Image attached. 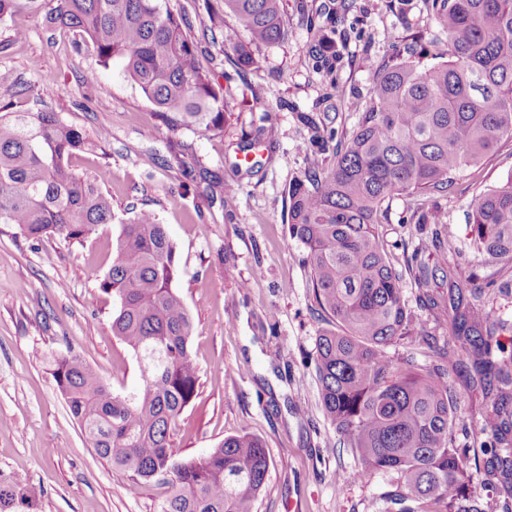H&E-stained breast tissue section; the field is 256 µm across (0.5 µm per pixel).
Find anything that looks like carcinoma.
Instances as JSON below:
<instances>
[{"label": "carcinoma", "mask_w": 512, "mask_h": 512, "mask_svg": "<svg viewBox=\"0 0 512 512\" xmlns=\"http://www.w3.org/2000/svg\"><path fill=\"white\" fill-rule=\"evenodd\" d=\"M51 23L86 35L103 64L118 63L171 130L196 136L224 132L222 89L198 67L201 43L168 0H0V22L21 2ZM448 60L421 68L407 46L377 66L358 130L341 148L331 128L312 140L316 161L288 187L289 235L306 249L310 288L331 328L316 338L315 371L322 408L358 466L342 480L375 473L397 475L391 494L397 512H481L468 497L465 454L454 445L457 416L449 366L417 371L389 355L412 334L413 318L377 231L382 204L394 194L444 189L504 138L512 139V0H433ZM247 42L233 45L239 69L252 48L288 35L284 0H224ZM308 57L333 69L336 47L324 37ZM93 146L83 130L55 112L0 114V224L33 239L82 241L112 223V203L101 191L104 173L78 175L69 158ZM333 156L329 166L317 161ZM481 253L512 257V180L484 194L471 220ZM443 260L429 264L415 251L408 265L418 281L430 272L448 279L453 344L471 358L473 387L481 392L494 438L490 473L512 500V349L501 336L512 322L487 310L485 289L462 288L448 262V226L432 232ZM175 245L165 225L146 211L127 223L113 244L112 266L100 282L116 297L112 333L141 372L127 395L104 384L79 355L56 362L53 378L84 444L120 471L126 489L166 488L160 512H253L270 459L253 436L224 438L208 453L178 458L171 433L196 395L190 351L192 319L173 287ZM36 492L21 474L0 472V512H33Z\"/></svg>", "instance_id": "obj_1"}]
</instances>
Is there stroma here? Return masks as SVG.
Instances as JSON below:
<instances>
[{
    "instance_id": "1",
    "label": "stroma",
    "mask_w": 512,
    "mask_h": 512,
    "mask_svg": "<svg viewBox=\"0 0 512 512\" xmlns=\"http://www.w3.org/2000/svg\"><path fill=\"white\" fill-rule=\"evenodd\" d=\"M325 0H285L288 38L253 51L245 70L218 35H245L224 0H169L202 42L199 65L224 94L231 117L223 134L199 137L171 131L118 65H103L88 38L55 27L44 12L19 9L0 24V110L58 113L97 136L104 148L73 156L79 174L110 171L102 191L112 223L83 242L54 236L29 239L0 224V471L26 475L37 512H159L162 487L130 494L121 473L86 448L51 374L54 358L76 353L113 391L140 382L132 353L112 334L116 302L100 287L112 264V241L135 212H153L176 245L175 280L193 321L191 353L197 394L173 436L177 457L208 452L224 437L260 438L271 459L254 512H395L396 478L378 474L347 483L340 476L357 458L339 443L324 415L315 375V342L328 323L315 308L304 246L288 234V187L313 157L314 115L341 140L356 131L370 97L375 62L417 43L422 62H439L442 35L429 0H332L335 20L318 17ZM333 34L341 58L333 72L316 70L307 55L315 32ZM512 179V139L502 140L444 191L388 198L377 226L395 268L415 332L389 347L423 371L440 361L451 335L448 285L441 276L418 282L407 273L414 251L434 256L415 211L447 225L448 255L460 284L512 283V262L479 254L468 217L489 189ZM238 188L225 213V184ZM432 297L436 308L423 304ZM467 355L456 359L449 383L458 416L453 438L468 458L469 493L482 512H504L505 497L487 470L491 430L472 387Z\"/></svg>"
}]
</instances>
